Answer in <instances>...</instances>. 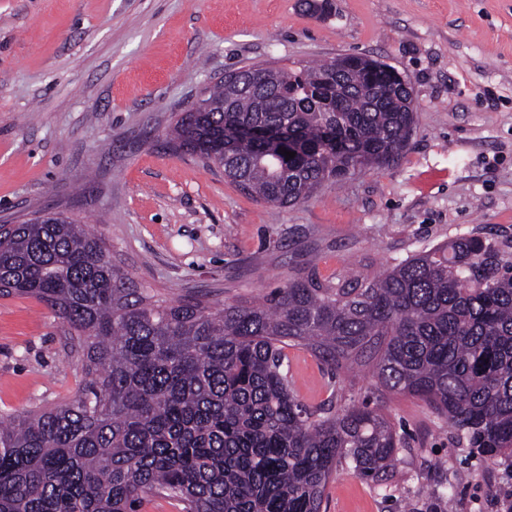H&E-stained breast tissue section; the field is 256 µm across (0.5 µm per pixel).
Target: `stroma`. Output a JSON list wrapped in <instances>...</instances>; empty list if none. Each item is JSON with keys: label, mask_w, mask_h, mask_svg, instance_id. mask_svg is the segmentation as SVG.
I'll return each mask as SVG.
<instances>
[{"label": "stroma", "mask_w": 512, "mask_h": 512, "mask_svg": "<svg viewBox=\"0 0 512 512\" xmlns=\"http://www.w3.org/2000/svg\"><path fill=\"white\" fill-rule=\"evenodd\" d=\"M364 54L414 93L410 147L311 200L274 208L166 149L177 114L248 63L297 68ZM52 208L100 236L135 287L163 299L253 301L316 258L323 276L376 275L475 236L512 254V0H0V222ZM63 321L0 296V417L82 387ZM299 399H360L365 362L331 374L286 348ZM405 446L386 480L338 470L322 512H512V464L456 443L425 403L388 397Z\"/></svg>", "instance_id": "35a3bbf8"}]
</instances>
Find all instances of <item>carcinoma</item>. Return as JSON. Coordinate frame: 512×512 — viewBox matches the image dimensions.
<instances>
[{"label": "carcinoma", "mask_w": 512, "mask_h": 512, "mask_svg": "<svg viewBox=\"0 0 512 512\" xmlns=\"http://www.w3.org/2000/svg\"><path fill=\"white\" fill-rule=\"evenodd\" d=\"M253 64L183 112L167 146L224 171L273 207L304 202L359 168L408 150V93L368 57ZM275 129L291 159L244 130ZM35 297L67 326L85 382L53 408L0 420V512H321L345 464L382 480L404 442L379 403L340 389L310 407L293 390L285 346L331 374L372 361L378 398L419 399L472 452L512 463V259L478 237L418 251L379 276L323 278L310 262L253 303L158 298L130 286L101 238L62 213L0 224V296Z\"/></svg>", "instance_id": "obj_1"}]
</instances>
